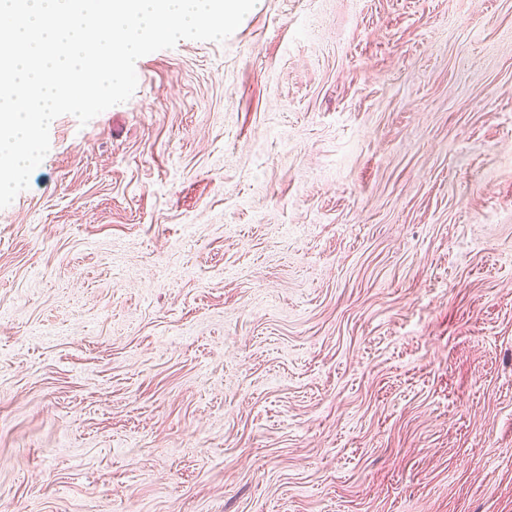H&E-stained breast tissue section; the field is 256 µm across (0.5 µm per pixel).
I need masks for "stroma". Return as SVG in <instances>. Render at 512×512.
I'll return each mask as SVG.
<instances>
[{
  "instance_id": "obj_1",
  "label": "stroma",
  "mask_w": 512,
  "mask_h": 512,
  "mask_svg": "<svg viewBox=\"0 0 512 512\" xmlns=\"http://www.w3.org/2000/svg\"><path fill=\"white\" fill-rule=\"evenodd\" d=\"M137 77L0 209V512H512V0Z\"/></svg>"
}]
</instances>
